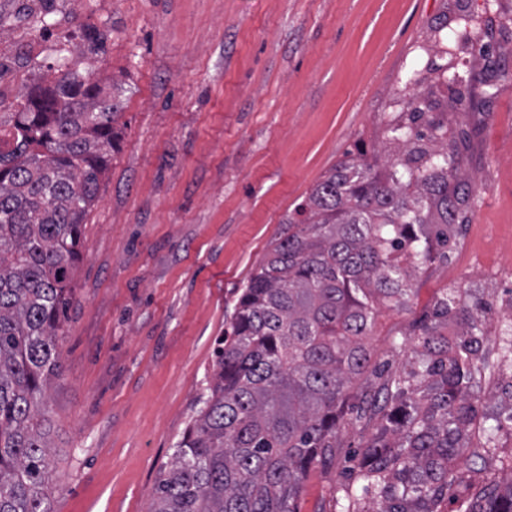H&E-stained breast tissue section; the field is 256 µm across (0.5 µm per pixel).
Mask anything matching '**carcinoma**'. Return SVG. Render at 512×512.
<instances>
[{
    "mask_svg": "<svg viewBox=\"0 0 512 512\" xmlns=\"http://www.w3.org/2000/svg\"><path fill=\"white\" fill-rule=\"evenodd\" d=\"M124 87L57 65L0 114V512H53L45 394L81 258V226L112 159ZM384 167L341 162L287 220L234 301L214 372L160 472L149 512H299L341 428L369 437L339 512H512V448L479 408L488 331L459 289L435 304L408 368L369 370L373 302L401 304L474 196L457 159L407 132ZM480 474L475 479L474 474Z\"/></svg>",
    "mask_w": 512,
    "mask_h": 512,
    "instance_id": "obj_1",
    "label": "carcinoma"
}]
</instances>
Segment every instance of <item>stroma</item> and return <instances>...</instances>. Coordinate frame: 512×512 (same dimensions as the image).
Listing matches in <instances>:
<instances>
[{
  "label": "stroma",
  "mask_w": 512,
  "mask_h": 512,
  "mask_svg": "<svg viewBox=\"0 0 512 512\" xmlns=\"http://www.w3.org/2000/svg\"><path fill=\"white\" fill-rule=\"evenodd\" d=\"M36 0H0V110L52 78L60 49L79 73L123 84L121 138L83 224L60 374L47 391L53 512H148L159 473L198 408L233 301L288 215L344 159L384 161L412 85L424 138L448 150L477 198L448 257L421 267L403 306L378 304L371 363L402 369L447 289L482 299L497 361L512 301V0H479L462 35L460 0H57L47 33ZM103 35L90 52L83 35ZM444 39L471 53L425 58ZM512 445V376L483 385ZM366 434L345 427L327 470H312L300 512H321Z\"/></svg>",
  "instance_id": "1"
}]
</instances>
